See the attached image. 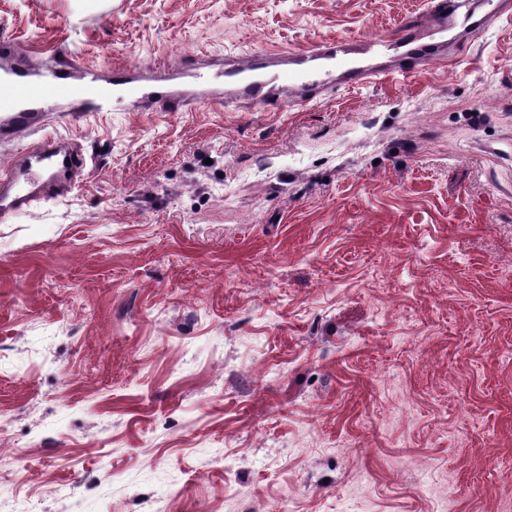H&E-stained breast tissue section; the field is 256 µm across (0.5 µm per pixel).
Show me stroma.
I'll list each match as a JSON object with an SVG mask.
<instances>
[{
    "instance_id": "obj_1",
    "label": "stroma",
    "mask_w": 512,
    "mask_h": 512,
    "mask_svg": "<svg viewBox=\"0 0 512 512\" xmlns=\"http://www.w3.org/2000/svg\"><path fill=\"white\" fill-rule=\"evenodd\" d=\"M426 0H0L41 72L387 34ZM0 220V512H512V20L277 112L121 103ZM64 497H56L55 489Z\"/></svg>"
}]
</instances>
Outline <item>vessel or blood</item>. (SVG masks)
I'll use <instances>...</instances> for the list:
<instances>
[{
    "mask_svg": "<svg viewBox=\"0 0 512 512\" xmlns=\"http://www.w3.org/2000/svg\"><path fill=\"white\" fill-rule=\"evenodd\" d=\"M508 10L505 0H427L422 14L424 30L409 22L388 35L347 43L321 42L289 55L255 51L218 64L202 73L195 58L182 60L184 88L150 87L134 69L60 65L50 75L34 73L24 62L22 49L10 33L0 34V138H15L41 125L53 112L109 111L113 100H128L139 110L177 112L191 104L223 100L225 93L269 108L279 104V92L289 99H314L323 89L340 82L364 85L387 75L381 58L397 52V70L418 74L436 60L458 62L471 41ZM448 35L447 48L426 44L423 34ZM85 162L68 141L47 138L21 159L0 169V218L33 203L66 194L74 186Z\"/></svg>",
    "mask_w": 512,
    "mask_h": 512,
    "instance_id": "1",
    "label": "vessel or blood"
}]
</instances>
